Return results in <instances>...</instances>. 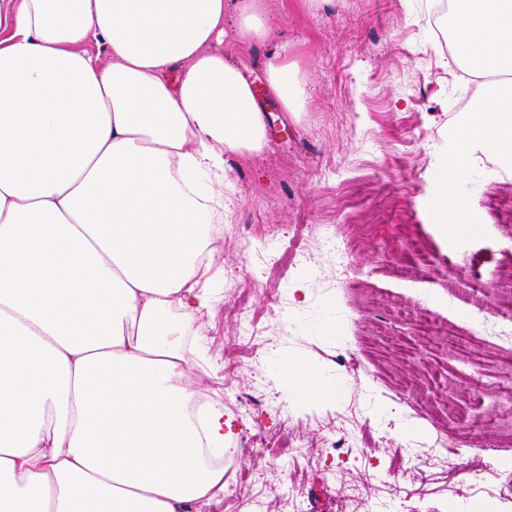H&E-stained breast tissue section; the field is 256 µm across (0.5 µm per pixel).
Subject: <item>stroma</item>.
<instances>
[{
  "label": "stroma",
  "mask_w": 512,
  "mask_h": 512,
  "mask_svg": "<svg viewBox=\"0 0 512 512\" xmlns=\"http://www.w3.org/2000/svg\"><path fill=\"white\" fill-rule=\"evenodd\" d=\"M440 0H268L270 39L232 53L260 92L266 135L260 150L231 153L225 176L223 238L213 243L219 303L202 323L215 362L192 372L205 389L224 379V410L236 419L224 467L223 512H337L347 483L369 488L357 512L387 498L393 512H512V456L478 471L500 414L491 401L501 379L494 351L472 352L446 336H418L415 304L425 301L439 326L465 329L466 297L476 281H494L512 255V178L482 168L469 185L486 236L453 246L429 205L436 173L459 120L456 66L447 62L427 15ZM306 79L305 110L286 112L267 93L271 52ZM497 216H490L489 208ZM307 225V262L276 273L265 241L287 240ZM362 227L356 259L337 251L348 225ZM421 241L431 263L405 249ZM478 256L475 267L463 258ZM367 274L362 294L346 285L350 264ZM251 319L263 334L258 350L236 351L229 322ZM322 370L341 392L304 399L276 376L283 356ZM448 429L441 468H418L439 427ZM356 429L358 445L330 448ZM298 433L309 444L280 465L268 455Z\"/></svg>",
  "instance_id": "35a3bbf8"
}]
</instances>
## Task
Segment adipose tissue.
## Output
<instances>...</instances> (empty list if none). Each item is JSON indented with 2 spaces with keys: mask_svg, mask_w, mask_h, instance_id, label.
<instances>
[{
  "mask_svg": "<svg viewBox=\"0 0 512 512\" xmlns=\"http://www.w3.org/2000/svg\"><path fill=\"white\" fill-rule=\"evenodd\" d=\"M269 33L262 0H0V512H221L233 422L189 376L224 155L265 137L230 48ZM266 82L303 111L287 51Z\"/></svg>",
  "mask_w": 512,
  "mask_h": 512,
  "instance_id": "1",
  "label": "adipose tissue"
}]
</instances>
